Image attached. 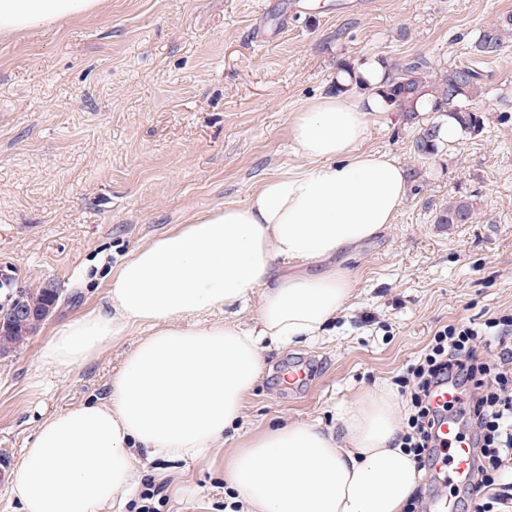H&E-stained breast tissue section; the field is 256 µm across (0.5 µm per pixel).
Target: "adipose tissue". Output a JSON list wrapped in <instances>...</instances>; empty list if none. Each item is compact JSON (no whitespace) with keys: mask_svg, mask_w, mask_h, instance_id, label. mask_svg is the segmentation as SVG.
Listing matches in <instances>:
<instances>
[{"mask_svg":"<svg viewBox=\"0 0 512 512\" xmlns=\"http://www.w3.org/2000/svg\"><path fill=\"white\" fill-rule=\"evenodd\" d=\"M101 0H0V35L95 13ZM379 96L349 90L296 112L304 166L263 179L245 201L196 214L136 249L113 273L107 303L62 324L41 348L49 372L93 361L148 328L99 403L48 416L14 472L23 512H101L138 484L136 451L187 458L223 445L263 365L262 345L308 341L351 301L354 281L329 258L392 224L403 167L364 149ZM316 263L279 276L276 265ZM252 324L240 319L253 294ZM220 310L223 320L206 321ZM389 389L359 394L340 431L291 422L266 428L224 460L249 512H405L419 471L398 442Z\"/></svg>","mask_w":512,"mask_h":512,"instance_id":"obj_1","label":"adipose tissue"}]
</instances>
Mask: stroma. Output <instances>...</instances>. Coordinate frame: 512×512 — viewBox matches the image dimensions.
<instances>
[{"label":"stroma","instance_id":"35a3bbf8","mask_svg":"<svg viewBox=\"0 0 512 512\" xmlns=\"http://www.w3.org/2000/svg\"><path fill=\"white\" fill-rule=\"evenodd\" d=\"M104 0L99 11L0 40V274L16 289L53 282L62 302L28 344L0 358V450L22 460L41 422L103 399L148 330L93 361L52 373L39 351L63 323L105 304L108 277L139 246L197 213L240 202L302 165L291 120L330 93L337 65L425 57L432 73L480 67V134L419 157L403 113L375 112L363 147L394 157L408 194L388 228L333 257L355 282L322 336L265 349L236 429L206 454L138 453L165 483L162 512H225L224 459L265 427L339 429L363 391L392 387L438 326L512 310V41L477 56L478 30L512 0H369L341 13L309 0ZM473 203L470 223L440 228L439 206ZM306 359L314 379L289 394L279 376Z\"/></svg>","mask_w":512,"mask_h":512}]
</instances>
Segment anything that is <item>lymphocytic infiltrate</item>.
<instances>
[{
	"label": "lymphocytic infiltrate",
	"mask_w": 512,
	"mask_h": 512,
	"mask_svg": "<svg viewBox=\"0 0 512 512\" xmlns=\"http://www.w3.org/2000/svg\"><path fill=\"white\" fill-rule=\"evenodd\" d=\"M493 343L499 347L496 359L481 357L479 347ZM446 380L455 382L463 400L440 409L432 406L430 391ZM396 384L407 401L399 442L418 469L431 467L432 432L441 414L465 418L479 450L467 512H495L504 496L489 489L501 480L504 463L512 461V313L438 328Z\"/></svg>",
	"instance_id": "1"
}]
</instances>
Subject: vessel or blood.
Here are the masks:
<instances>
[{
  "label": "vessel or blood",
  "instance_id": "1",
  "mask_svg": "<svg viewBox=\"0 0 512 512\" xmlns=\"http://www.w3.org/2000/svg\"><path fill=\"white\" fill-rule=\"evenodd\" d=\"M313 375L312 366L305 361L289 363L281 379L289 390L303 387ZM437 460L435 472L452 485H465L471 480L474 448L471 439L463 437L460 422L454 417L441 418L436 430Z\"/></svg>",
  "mask_w": 512,
  "mask_h": 512
}]
</instances>
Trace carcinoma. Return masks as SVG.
Masks as SVG:
<instances>
[{"mask_svg":"<svg viewBox=\"0 0 512 512\" xmlns=\"http://www.w3.org/2000/svg\"><path fill=\"white\" fill-rule=\"evenodd\" d=\"M512 30V16L500 23L479 29L473 48L479 54L495 53L505 44L507 31ZM386 77L375 90L386 107L392 112H404L407 117L421 123L414 140V150L422 158L439 152L442 144L443 125L438 118L451 119L462 132L472 136L481 132L484 121L482 110L475 100L484 94L482 71L476 66L458 65L450 67L435 77L428 74V62L415 57L405 63H392L384 57L378 58ZM367 89L358 75V67L343 62L334 85L336 92L353 88ZM473 204L466 199L456 200L439 209L435 222L448 227L466 224L471 220ZM15 297L27 309L23 323L12 319L0 325V355H6L23 347L56 309L59 288L49 285L36 290H21Z\"/></svg>","mask_w":512,"mask_h":512,"instance_id":"obj_1","label":"carcinoma"}]
</instances>
